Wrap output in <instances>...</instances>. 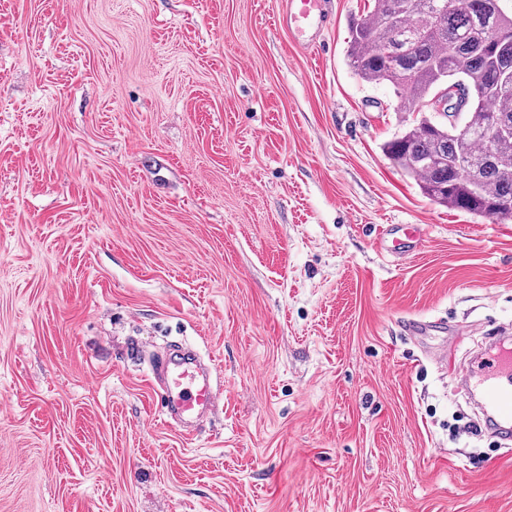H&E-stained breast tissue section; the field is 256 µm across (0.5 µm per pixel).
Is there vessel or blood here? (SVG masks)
Here are the masks:
<instances>
[{"mask_svg": "<svg viewBox=\"0 0 512 512\" xmlns=\"http://www.w3.org/2000/svg\"><path fill=\"white\" fill-rule=\"evenodd\" d=\"M281 22L293 43L310 45L329 29L331 18L326 0H282ZM152 372L161 381V404L171 417L198 420L214 408L210 372L191 352L174 350L157 358ZM475 378L485 426L511 434L512 351L500 347L497 337H490Z\"/></svg>", "mask_w": 512, "mask_h": 512, "instance_id": "obj_1", "label": "vessel or blood"}]
</instances>
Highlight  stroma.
Masks as SVG:
<instances>
[{
    "label": "stroma",
    "mask_w": 512,
    "mask_h": 512,
    "mask_svg": "<svg viewBox=\"0 0 512 512\" xmlns=\"http://www.w3.org/2000/svg\"><path fill=\"white\" fill-rule=\"evenodd\" d=\"M366 2L304 49L281 0H0V512H512V440L400 328L512 326V222L384 154ZM173 341L224 392L189 437Z\"/></svg>",
    "instance_id": "35a3bbf8"
}]
</instances>
